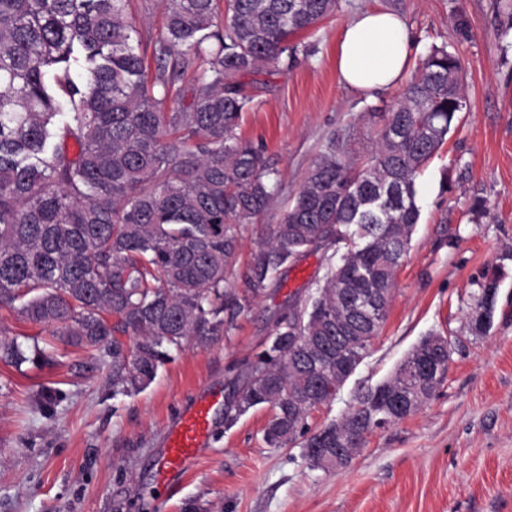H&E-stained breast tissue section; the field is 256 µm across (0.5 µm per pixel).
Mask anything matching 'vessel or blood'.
<instances>
[{
  "instance_id": "obj_1",
  "label": "vessel or blood",
  "mask_w": 512,
  "mask_h": 512,
  "mask_svg": "<svg viewBox=\"0 0 512 512\" xmlns=\"http://www.w3.org/2000/svg\"><path fill=\"white\" fill-rule=\"evenodd\" d=\"M220 392L203 390L193 406L184 412L167 431L165 447L156 465V481L162 492L172 491L200 448L211 436L213 416L220 404Z\"/></svg>"
}]
</instances>
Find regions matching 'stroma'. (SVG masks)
<instances>
[{
	"label": "stroma",
	"instance_id": "obj_1",
	"mask_svg": "<svg viewBox=\"0 0 512 512\" xmlns=\"http://www.w3.org/2000/svg\"><path fill=\"white\" fill-rule=\"evenodd\" d=\"M404 18L417 57L447 46L466 69V105L417 180L420 221L381 335L311 426L339 416L358 386L390 375L431 331L457 338L439 393L370 435L348 468L310 469L296 448H269V412L225 427L216 413L202 448L167 499L154 492L166 431L203 388L241 385L247 359L288 304L304 301L325 269L311 254L281 288L238 316L227 337L172 353L143 390L112 391V358L57 344L21 367L0 359V512H512V0H340L336 15L300 36L309 55L245 76L253 102L239 135L279 170L268 211L240 228L226 286L244 293L252 256L279 222L330 138L358 156L372 147V115L399 95L367 97L336 72L342 26L366 8ZM142 51L163 34L159 0H130ZM502 270L487 335L468 321L479 285Z\"/></svg>",
	"mask_w": 512,
	"mask_h": 512
}]
</instances>
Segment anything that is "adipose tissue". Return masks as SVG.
<instances>
[{"label":"adipose tissue","instance_id":"1","mask_svg":"<svg viewBox=\"0 0 512 512\" xmlns=\"http://www.w3.org/2000/svg\"><path fill=\"white\" fill-rule=\"evenodd\" d=\"M416 50L397 14L365 9L343 26L336 44V72L348 89L371 96L400 85Z\"/></svg>","mask_w":512,"mask_h":512}]
</instances>
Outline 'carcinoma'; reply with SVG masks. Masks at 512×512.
<instances>
[{
    "instance_id": "carcinoma-1",
    "label": "carcinoma",
    "mask_w": 512,
    "mask_h": 512,
    "mask_svg": "<svg viewBox=\"0 0 512 512\" xmlns=\"http://www.w3.org/2000/svg\"><path fill=\"white\" fill-rule=\"evenodd\" d=\"M128 2L0 0V308L112 356V391L136 392L171 351L225 335V315L266 294L288 261L335 244L322 281L280 315L224 411L229 428L268 408V447L299 448L312 469L334 473L336 458L349 466L368 435L420 410L447 377L450 352L431 333L340 417L308 423L347 382L336 360L356 371L387 319L420 218L416 179L465 107L464 63L432 47L379 115L366 155L329 140L253 254L240 298L226 289L240 226L278 191L275 163L237 134L252 102L242 78L295 57L292 38L338 0H161L150 61ZM499 275L478 293L489 327ZM340 282L354 298L386 296L375 321L356 318L354 348L336 344ZM50 347L0 339L17 366Z\"/></svg>"
}]
</instances>
